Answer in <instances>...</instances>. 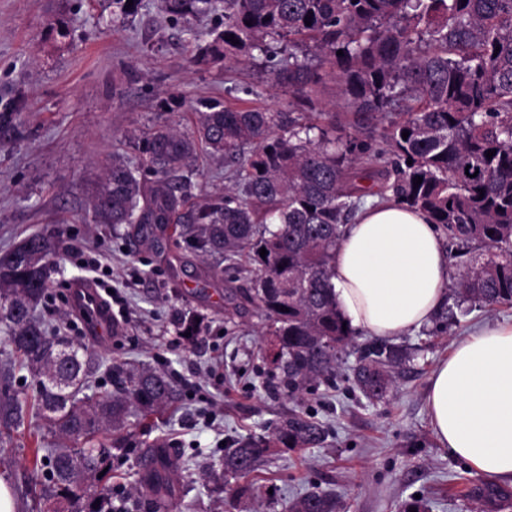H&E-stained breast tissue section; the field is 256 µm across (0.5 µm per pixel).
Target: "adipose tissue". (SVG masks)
Returning a JSON list of instances; mask_svg holds the SVG:
<instances>
[{
    "label": "adipose tissue",
    "mask_w": 512,
    "mask_h": 512,
    "mask_svg": "<svg viewBox=\"0 0 512 512\" xmlns=\"http://www.w3.org/2000/svg\"><path fill=\"white\" fill-rule=\"evenodd\" d=\"M448 254L437 225L392 201L366 204L336 251L333 292L346 322L395 338L446 300ZM426 406L436 440L483 477L512 484V323L477 329L433 371Z\"/></svg>",
    "instance_id": "adipose-tissue-1"
}]
</instances>
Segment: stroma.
I'll use <instances>...</instances> for the list:
<instances>
[{"mask_svg": "<svg viewBox=\"0 0 512 512\" xmlns=\"http://www.w3.org/2000/svg\"><path fill=\"white\" fill-rule=\"evenodd\" d=\"M219 24L216 15L172 19L157 0H140L126 16L112 0H0V102L17 106L22 131L0 139V255L34 234L59 237L39 311L64 328L77 319L64 300L67 286L82 276L72 250L100 254L128 318L108 341L67 330L96 364L92 397L111 392L106 368L115 361L167 373L174 385L167 409L132 416L124 428L93 439L112 457L91 489L117 506L136 496L138 447L157 442L179 460L182 512H249L251 498L230 508L224 485L213 480L224 444L266 433L297 407L267 389L271 367L257 318L226 320L231 282L220 258L201 260L164 239L154 247L139 243L126 226L93 223L89 213L91 189L113 154L138 161L137 146L155 126L191 130L209 106L284 109L286 95L272 83L276 58L258 53L234 70L201 61L206 34ZM187 176L191 203L224 191L223 160L202 156ZM453 314L443 333L401 336L419 355L399 374L389 401L370 403L344 382L310 397L308 408L334 437L318 448H271L243 478L258 489L266 512L315 490L334 493L341 512H397L416 495L430 512H464L461 481L474 471L436 441L425 406L429 378L455 342L482 325L511 322L512 306L465 305ZM190 322L196 334L183 337ZM33 431L28 425L0 442V475L16 512H54L56 495L37 505L29 496Z\"/></svg>", "mask_w": 512, "mask_h": 512, "instance_id": "obj_1", "label": "stroma"}]
</instances>
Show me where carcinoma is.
I'll return each mask as SVG.
<instances>
[{
	"mask_svg": "<svg viewBox=\"0 0 512 512\" xmlns=\"http://www.w3.org/2000/svg\"><path fill=\"white\" fill-rule=\"evenodd\" d=\"M167 14L220 13L204 55L232 67L282 45L273 84L288 89V111L243 107L199 113L192 131L161 126L138 146L132 164L114 156L91 199L97 224L154 226L201 256L224 258L231 279L228 316L254 311L266 336L276 390L302 399L341 377L340 354L357 333L332 291L336 248L369 196L392 197L425 212L454 250L448 290L456 303L512 304V0H159ZM311 25H306V17ZM251 25H246V22ZM238 43H231V39ZM343 55H337V51ZM336 80L345 111L297 112ZM10 108L0 112V137L18 136ZM409 132L408 138L402 132ZM205 150L224 160V195L188 205L179 173ZM495 155L486 157L487 151ZM412 164H407V160ZM422 183H413L416 177ZM0 257V335L10 347L0 361V441L42 422L74 445L39 456L33 471L62 490L81 512H103L87 496L109 448H79L101 429L123 426L139 409L157 411L173 399L164 372L113 363L114 390L91 402L90 363L82 346L57 334L37 307L59 251L56 235L23 241ZM267 254L260 256V249ZM70 351L55 367L53 354ZM21 358L36 389L28 404L13 388ZM408 349L373 338L357 346L347 379L367 399L387 398ZM329 429L295 412L266 435L232 440L224 449V480L248 476L270 445L290 451L326 442ZM176 467L140 476L137 512H170L182 499ZM471 512H500L512 490L473 480ZM325 491L288 501L284 512H337Z\"/></svg>",
	"mask_w": 512,
	"mask_h": 512,
	"instance_id": "carcinoma-1",
	"label": "carcinoma"
}]
</instances>
